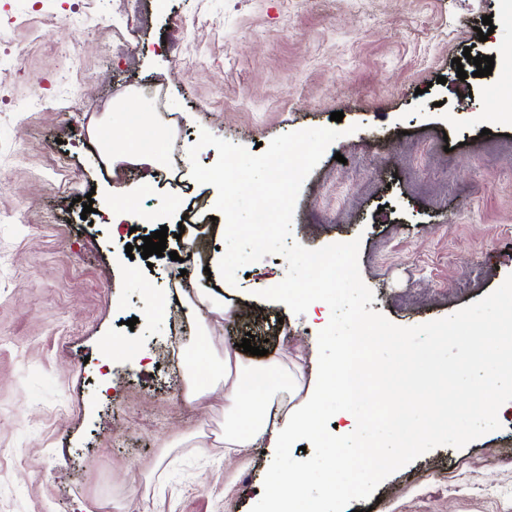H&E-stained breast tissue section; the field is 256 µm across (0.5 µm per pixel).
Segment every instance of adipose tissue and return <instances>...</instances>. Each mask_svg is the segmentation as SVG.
Segmentation results:
<instances>
[{
    "label": "adipose tissue",
    "instance_id": "1",
    "mask_svg": "<svg viewBox=\"0 0 512 512\" xmlns=\"http://www.w3.org/2000/svg\"><path fill=\"white\" fill-rule=\"evenodd\" d=\"M104 123L118 131L107 139L104 162L149 167L159 163L158 153L142 145L144 125L126 118L123 104L114 105ZM215 374L224 385V447L239 453L264 438L283 450L295 437L318 432V410L327 389L344 383L342 370L330 368L313 386L304 387L301 375L271 352L246 361L239 352L225 351ZM285 397L294 404L281 415L276 407Z\"/></svg>",
    "mask_w": 512,
    "mask_h": 512
}]
</instances>
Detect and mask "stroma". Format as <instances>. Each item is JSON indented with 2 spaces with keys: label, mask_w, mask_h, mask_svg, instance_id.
Segmentation results:
<instances>
[{
  "label": "stroma",
  "mask_w": 512,
  "mask_h": 512,
  "mask_svg": "<svg viewBox=\"0 0 512 512\" xmlns=\"http://www.w3.org/2000/svg\"><path fill=\"white\" fill-rule=\"evenodd\" d=\"M467 49L491 75L456 66ZM117 102L167 131L144 194L141 169L99 163L91 128ZM335 111L345 135L303 183L293 240L360 239L371 308L400 327L512 274V0H0V512H251L274 451L225 454L223 392L186 356L202 332L211 362L251 334L308 377L328 320L260 298L279 255L238 270L225 314L192 309L225 220L182 225L217 199L182 158L204 130L251 151ZM116 181L136 193L117 233L81 217ZM161 223L166 256L128 257ZM189 240L202 267L185 277L170 254ZM163 295L172 311L152 314ZM507 448L504 420L350 507L512 512Z\"/></svg>",
  "instance_id": "1"
}]
</instances>
